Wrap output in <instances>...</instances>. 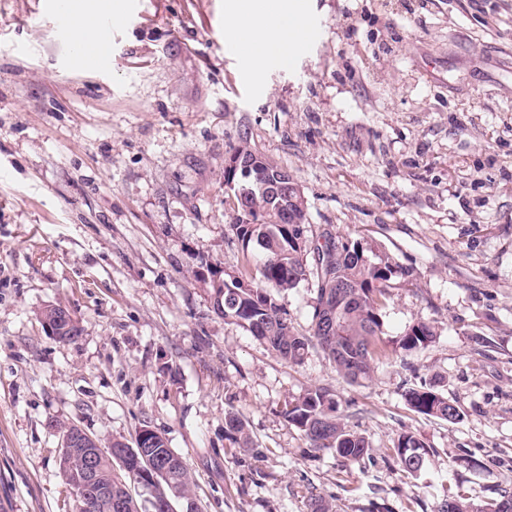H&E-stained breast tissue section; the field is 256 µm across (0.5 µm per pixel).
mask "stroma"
I'll use <instances>...</instances> for the list:
<instances>
[{
	"label": "stroma",
	"instance_id": "obj_1",
	"mask_svg": "<svg viewBox=\"0 0 512 512\" xmlns=\"http://www.w3.org/2000/svg\"><path fill=\"white\" fill-rule=\"evenodd\" d=\"M317 34L288 67L229 50L227 0H127L112 66L85 69L52 0H0V499L75 512L60 427L179 453L201 512H438L448 491L512 489V0H306ZM288 170L314 236L406 268L382 309L387 356L349 383L312 349L276 357L213 307L225 272L259 279L231 229L224 162ZM315 281L278 293L308 334ZM81 320L65 342L40 314ZM436 339L407 354L408 325ZM457 401L449 423L402 392ZM321 386L372 451L310 452L282 415ZM248 422L236 448L224 414ZM429 456L404 476L391 448ZM393 447L399 470L407 476L417 477L429 454L424 443L412 432L402 431L397 435Z\"/></svg>",
	"mask_w": 512,
	"mask_h": 512
}]
</instances>
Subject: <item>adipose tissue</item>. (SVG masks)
Masks as SVG:
<instances>
[{
    "label": "adipose tissue",
    "mask_w": 512,
    "mask_h": 512,
    "mask_svg": "<svg viewBox=\"0 0 512 512\" xmlns=\"http://www.w3.org/2000/svg\"><path fill=\"white\" fill-rule=\"evenodd\" d=\"M306 22L301 0H235L228 31L238 52L261 69L293 60Z\"/></svg>",
    "instance_id": "obj_1"
}]
</instances>
